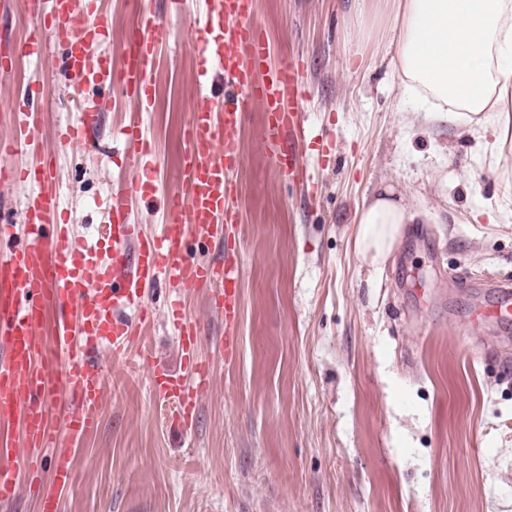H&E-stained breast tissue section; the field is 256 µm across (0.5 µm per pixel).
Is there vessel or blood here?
<instances>
[{
  "instance_id": "b4317fda",
  "label": "vessel or blood",
  "mask_w": 512,
  "mask_h": 512,
  "mask_svg": "<svg viewBox=\"0 0 512 512\" xmlns=\"http://www.w3.org/2000/svg\"><path fill=\"white\" fill-rule=\"evenodd\" d=\"M28 2L32 29L23 43L0 52V69L15 66L22 56L41 58L51 44L67 45L68 87L80 101L66 147L91 148L100 104L83 91L106 87L125 109L118 134L134 167L126 186L110 198L106 218L111 236L90 240L74 236L61 221L57 158L39 150L43 112L25 106L15 120L12 140L0 141V184L20 179L31 188L19 221L0 218V242L21 240L18 247L0 252V501L12 500L22 487L36 483L40 512H60V492L76 485L77 445L99 427L102 347L121 356L137 352L163 421L187 437L196 430L199 404L214 376V358L200 352V322L179 304L167 309L181 369H170L145 349L132 347L156 315L146 296L153 283L165 282L183 296L205 293L208 306L224 322L215 358L228 363L236 358L239 249L225 245L223 257L201 263L190 256L187 242L215 238L225 226L240 221L228 204L237 191L229 174L244 168L241 127L246 112H263L262 135L274 148L271 161L284 182L307 186L309 174L302 161L305 64L286 57L277 67H267L269 45L254 18L253 0H205L186 44L200 60L195 72L200 96L186 114L180 176L162 198L159 232L145 235L136 232L131 220V197L144 193L142 176L151 170L143 119L157 46L167 38L169 19L179 15L184 0H168L165 15L153 12L148 0H132L116 75L89 50L108 28L103 14L82 11L77 0ZM219 81L224 91L218 95L213 88ZM22 153L34 154L35 162L20 170L10 158ZM492 288L495 299L481 308V316L499 324L512 322V283L497 281ZM48 304L55 312L49 330L42 325ZM38 448L51 451L46 486L39 483Z\"/></svg>"
}]
</instances>
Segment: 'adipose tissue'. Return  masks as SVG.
<instances>
[{"label": "adipose tissue", "instance_id": "obj_1", "mask_svg": "<svg viewBox=\"0 0 512 512\" xmlns=\"http://www.w3.org/2000/svg\"><path fill=\"white\" fill-rule=\"evenodd\" d=\"M393 64L431 109L465 126L495 116L499 145L512 141V0H396ZM358 248L386 259L411 207L382 192L358 209Z\"/></svg>", "mask_w": 512, "mask_h": 512}]
</instances>
